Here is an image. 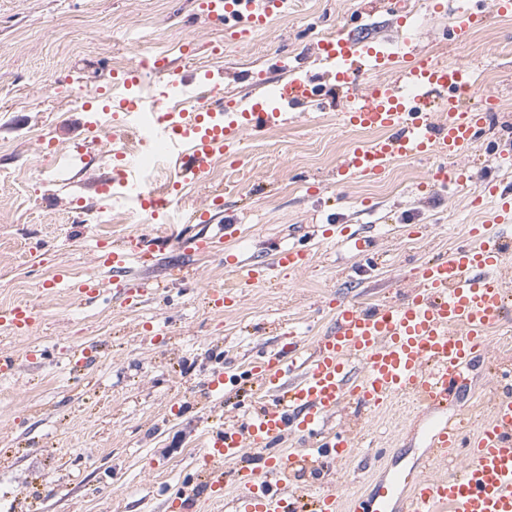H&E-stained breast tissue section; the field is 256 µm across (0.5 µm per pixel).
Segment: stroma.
Returning <instances> with one entry per match:
<instances>
[{
    "instance_id": "1",
    "label": "stroma",
    "mask_w": 512,
    "mask_h": 512,
    "mask_svg": "<svg viewBox=\"0 0 512 512\" xmlns=\"http://www.w3.org/2000/svg\"><path fill=\"white\" fill-rule=\"evenodd\" d=\"M200 0H0V308L37 302L42 320L20 336L0 325V353L17 356L0 376V512H175L174 500L197 481L199 450L225 420L250 408L255 388L247 367L280 348L282 325L295 324L303 344L330 326L331 300L371 302L412 287L414 268L445 255L489 218L474 199L487 183L512 186V165L500 161L512 129V15L460 41H449L452 18L430 0H288L281 14L248 41L206 17ZM385 52L411 43L433 60L469 65L479 90L498 108L483 137L448 159L464 170L467 187L429 184L431 161L397 159L377 178L337 184L336 169L375 132L344 124L339 104L297 108L287 125L245 133L214 172L183 183L173 206L178 223L153 219L107 196L119 143H99L97 121L111 118L128 91L117 69H135L161 49L170 75L192 94L215 96L245 109L269 82L308 70L336 85L315 42L336 30ZM169 75V76H170ZM67 151L77 161L59 178L31 181V169ZM222 201H215V193ZM122 213L100 234L104 207ZM209 210L212 224H240L244 235L207 254L186 239L205 233L193 221ZM314 224L346 225L366 237L353 254L332 239H312ZM147 242L132 260V281H161L130 308L119 299L103 264L113 247ZM312 250L300 270L275 266L288 243ZM269 263L266 280L246 288L226 267L227 256ZM194 272L179 279L180 268ZM95 278L102 294L84 301L74 282ZM233 291L217 311L210 290ZM159 336L146 335V326ZM41 349V358L25 353ZM89 348L92 363L77 366L69 352ZM216 372L236 387L216 396ZM460 405L403 401L378 413L343 411L338 428L361 429L359 454L329 469L301 470L297 486L333 482L343 495L369 496L384 472L423 471L432 423L458 406L492 399L493 363L465 372Z\"/></svg>"
}]
</instances>
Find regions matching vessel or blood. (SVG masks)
<instances>
[{
	"label": "vessel or blood",
	"mask_w": 512,
	"mask_h": 512,
	"mask_svg": "<svg viewBox=\"0 0 512 512\" xmlns=\"http://www.w3.org/2000/svg\"><path fill=\"white\" fill-rule=\"evenodd\" d=\"M285 0H201L210 17L230 21L232 35L249 39L280 12ZM512 12V0H475L459 9L452 31L463 39L488 25L494 15ZM318 56L336 64V81L345 88L343 119L348 125L376 131L369 144L354 149L338 167L336 179L371 178L382 174L396 159L435 155L455 157L468 150L487 123L494 100L484 95L483 109L467 107L476 89L471 69L432 62L408 52L406 63L395 66L394 55L374 53V69L396 68L395 81L357 84L361 53L344 33L319 39ZM441 95L442 110L432 113L431 92ZM323 90L310 79L278 85L272 96L234 113L224 123L204 124L200 112L168 118L146 127L122 125L120 136H135L164 154L191 153L190 174L205 173L216 153L236 144L242 133L258 132L288 122L287 108L296 101L324 105ZM495 197L493 221L512 223V192L488 184ZM475 244L461 246L417 268L413 287L389 298L364 303L331 302V326L312 346L298 339L297 331L284 333L277 351L254 363L250 374L257 382L256 412L216 429L201 450L204 488L183 489L178 504L193 512L200 492L213 497L224 493V467L234 465L238 493L233 512H386L394 500L396 481L381 485L374 497L347 504L331 485L308 492L292 490L288 481L302 457L271 453V445L298 438L313 448L318 466L348 458L360 441L356 435L328 431V424L349 402L367 411L384 408L399 398L438 405L448 402L464 381V372L487 354L485 338L506 308L504 259L512 241L481 225L473 230ZM136 247L112 250L104 263L112 270L116 291L125 302L136 304L144 284L129 282L128 265ZM310 261L307 251L291 246L279 249L280 267L299 270ZM39 320L33 304L0 310V324L18 335L32 332ZM254 460H246V449ZM465 450L462 472L446 471L407 476L411 492L399 502V512H512V371L500 374L499 393L480 429L466 433L462 426H438L432 437L434 464L447 463Z\"/></svg>",
	"instance_id": "1"
}]
</instances>
